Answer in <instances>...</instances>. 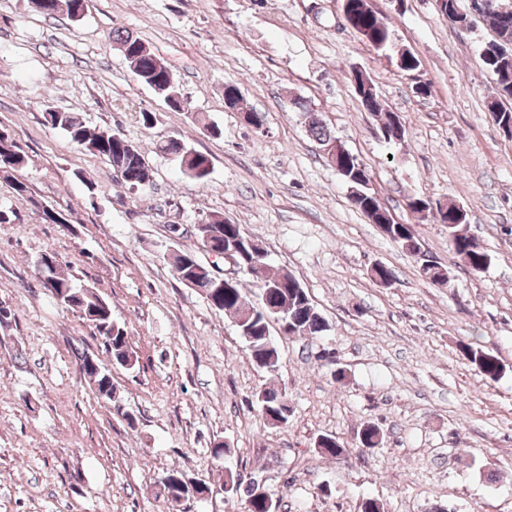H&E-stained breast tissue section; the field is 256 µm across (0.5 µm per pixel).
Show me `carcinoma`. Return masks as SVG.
I'll return each mask as SVG.
<instances>
[{
	"mask_svg": "<svg viewBox=\"0 0 512 512\" xmlns=\"http://www.w3.org/2000/svg\"><path fill=\"white\" fill-rule=\"evenodd\" d=\"M37 9L48 17H53L66 10L69 16L75 17L80 9V0H34ZM484 9L481 17L490 22L494 36L482 47L480 57L484 65L494 74L497 84V99L490 102L488 109L498 115L499 123L512 124V14L507 15L498 9V0H483ZM347 24L363 40L377 51H391L396 57L399 68L414 71L418 68V59L405 48L395 45L392 31L387 18L377 11L370 0H356L348 6ZM112 39L120 44L124 59L130 66H135L132 73L145 85L161 90L166 105L177 111L184 109L185 99L181 95L179 84L171 68L157 56L138 36L127 29L117 28L112 32ZM358 96L363 108L369 112L382 111L381 102L375 92L374 85L359 84ZM296 108L308 118V133L318 143L333 137L330 128L313 113L305 100L294 101ZM44 121L53 128L63 130L70 141L93 155L104 159L113 169L121 173L124 183L131 189H138L149 182L150 177L144 168L145 155L141 148L110 129L92 130L73 112H65L44 105ZM386 138L392 140L401 137L402 123L394 112L386 113L382 125ZM159 151L174 157L179 168L196 180H203L210 174L209 159L190 148L178 138L171 137L159 145ZM28 165L27 156L16 146L8 131L0 133V173L6 178L14 179V189L18 194L27 191V185L14 178V174ZM341 180L355 188L359 195L350 198L351 205L362 213L368 210H379L380 202L375 191L369 187L370 175L362 161L354 156L338 173ZM408 207L421 213L436 210L435 218L441 224L448 225L450 245L465 267L479 272L486 270L492 262L488 251L471 243V236L462 232L460 225L450 223L454 204L441 202L431 203L428 200L412 197ZM203 231L212 235L218 242L224 237L246 235L238 224H226L219 216H205ZM387 232L403 251L417 257L415 246L419 245L414 225L389 224ZM48 261L43 285L55 290L57 300L64 306L77 310L83 319L103 340L110 358L117 364L132 368L136 363L128 334L123 324L112 317V303L91 288L77 286L72 279L58 270L56 260L51 255L43 256ZM243 268L261 265L260 275L254 278L256 300L251 301L240 288H218L213 283V275L199 272L193 254L181 252L173 256V268L178 280L187 279L194 287L205 295L206 299L216 302L218 309L233 316L239 336L247 345L250 356L259 368L274 372L278 369L280 354L277 345L270 336L269 320L273 318L287 322L286 334L319 335L328 331L329 325L316 306L309 301L306 290L293 287L296 278L288 273H272L266 260L256 257L249 249H244L239 258ZM459 349L463 356L475 367L478 373L487 379H497L503 370L499 359L479 347L460 343ZM81 370L85 372L95 385V393L108 403L116 401V391L112 385V377L104 372L91 369L87 365V356L81 355ZM253 403L265 423L272 426L288 425L292 411L288 405L286 393L275 388H263L254 395ZM363 437L360 445L371 449L380 446L384 441L383 433L374 424H367L360 430ZM322 447L318 453L322 456L337 458L347 453V448L331 434H323ZM205 488L194 487L185 479L181 471H172L163 482V495L172 504H179L184 498L204 493Z\"/></svg>",
	"mask_w": 512,
	"mask_h": 512,
	"instance_id": "1",
	"label": "carcinoma"
}]
</instances>
